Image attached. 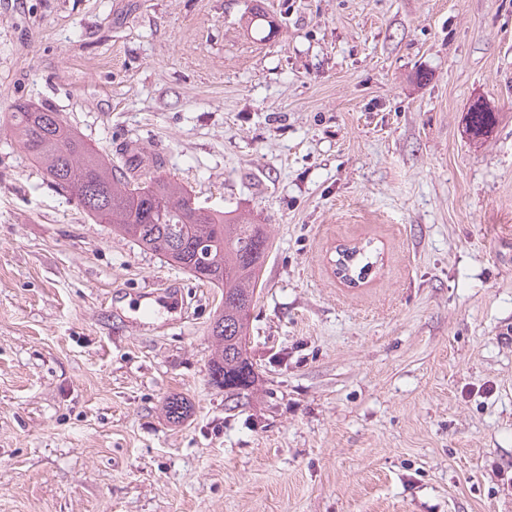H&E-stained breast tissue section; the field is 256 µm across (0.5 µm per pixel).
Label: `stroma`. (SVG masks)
<instances>
[{"label":"stroma","mask_w":512,"mask_h":512,"mask_svg":"<svg viewBox=\"0 0 512 512\" xmlns=\"http://www.w3.org/2000/svg\"><path fill=\"white\" fill-rule=\"evenodd\" d=\"M19 101L267 224L250 400L221 289L53 185ZM0 512H512V0H0ZM477 102L473 103L467 112V128L473 141L482 142L496 127L498 112ZM368 245L370 244L362 246L354 245L352 247L341 246L338 249L336 248V259H332V261L336 263L335 265L337 268L335 270L343 271L345 273V275L340 278L341 280L346 283L356 285L357 283L355 282V278L357 282L365 279L371 266L375 263L370 260L371 253L368 250ZM345 254L348 260H354L351 265L352 274L350 276L347 275L349 272L348 266L341 262V256L344 257Z\"/></svg>","instance_id":"obj_1"}]
</instances>
